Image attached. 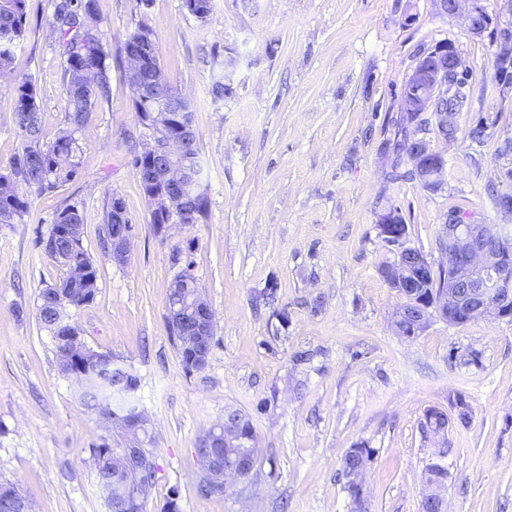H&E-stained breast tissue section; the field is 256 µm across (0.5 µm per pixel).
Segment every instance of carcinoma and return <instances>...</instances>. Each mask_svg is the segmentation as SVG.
Wrapping results in <instances>:
<instances>
[{"mask_svg":"<svg viewBox=\"0 0 512 512\" xmlns=\"http://www.w3.org/2000/svg\"><path fill=\"white\" fill-rule=\"evenodd\" d=\"M27 0H0V73L11 70L14 47L23 38L26 24ZM95 12V0H57L52 26L58 34L61 50L63 79L67 112L66 128L52 142L43 140L41 117L36 103L35 89L30 79L21 77L14 83V121L22 141L21 151L15 156L10 172L0 173V224H22L29 213V194L34 191L53 190L74 180L79 174L81 145L78 134L90 120L93 108L108 97L110 90V67L106 60L108 50L98 32L86 23ZM127 51H139L141 63L139 75L159 79V94L150 98H137L134 111L137 121L142 122L147 112H187L186 102L175 104L162 99V95H173L175 90L162 79L160 46L156 33L141 29L126 35ZM496 64L503 80H512V46L500 44L496 53ZM421 127L416 113L402 116L397 139L392 144L396 154L409 150L415 139L411 126ZM176 165L188 169L193 179H200L199 147L197 137H192L187 156L176 161ZM166 199L163 196L151 200L150 223L161 231L164 224H199L207 211V199L200 198L189 211L165 214ZM85 213L75 205L58 210L48 233L39 236L38 245L54 242L58 246L49 257L65 267L67 275L59 282L44 288L39 294L38 319L43 328L59 335L53 324L54 299L64 300L79 308L93 300L97 289L95 261L82 245ZM112 206H107L103 215L104 255L112 256ZM57 366L61 374L71 376L83 374L94 378L111 370L114 355L88 348L83 343L70 345L68 339L55 343ZM83 404L95 414L109 413L122 417L126 407L112 401L110 395L91 384L80 394ZM449 404L457 422L466 425L472 416V408L460 393L449 398ZM238 417L239 446L224 449L234 458L247 451L257 458L253 426L241 412ZM448 425V413L440 409H429L420 422V429L437 430ZM90 457L96 467L99 483H117L113 470L112 442L106 438L89 448ZM373 457L372 450L364 445L349 449L342 458V472L346 489L355 512H362L363 500L358 490L357 472L367 468ZM129 486L137 491L133 509L145 512V500L154 484L155 461L149 460L139 470L126 476ZM423 481L427 484L447 486L448 466L432 462L423 468Z\"/></svg>","mask_w":512,"mask_h":512,"instance_id":"cac0c4a2","label":"carcinoma"}]
</instances>
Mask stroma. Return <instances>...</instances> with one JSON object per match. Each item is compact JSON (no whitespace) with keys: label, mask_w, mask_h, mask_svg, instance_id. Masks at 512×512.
Returning <instances> with one entry per match:
<instances>
[{"label":"stroma","mask_w":512,"mask_h":512,"mask_svg":"<svg viewBox=\"0 0 512 512\" xmlns=\"http://www.w3.org/2000/svg\"><path fill=\"white\" fill-rule=\"evenodd\" d=\"M490 21L473 34L440 0H211L200 20L182 0H96L93 20L109 53L111 91L79 134L80 176L33 193L24 223L0 224V481L16 484L31 512H109L88 448L116 430L82 404L56 366L55 342L37 318L41 289L65 269L37 245L57 212H85L82 243L96 261L93 301L68 309L81 340L131 364L149 418L156 480L147 512L176 496L179 512H351L341 460L374 455L366 512H420L432 447L420 430L430 408L463 393L468 425L448 434L449 512H512V322L451 325L432 319L414 338L396 335V291L380 274L396 255L380 214L398 209L408 246L441 263L449 215L499 224L491 196L512 167V91L495 64L512 33V0H480ZM53 0H27L13 70L36 88L45 141L65 125ZM153 29L168 83L194 112L207 216L155 232L133 159L144 148L125 79L128 32ZM452 45L463 65V132L443 152L436 190L391 180L407 164L388 149L418 64ZM230 77L232 94L213 87ZM14 82L0 77V173L21 149ZM484 125L482 140L468 132ZM120 198L135 231L126 262L100 249L103 213ZM189 269L215 315L207 367L187 373L166 326L177 272ZM274 288L271 305L256 304ZM477 354L452 364V354ZM249 417L253 471L220 495L198 491L197 442L225 409Z\"/></svg>","instance_id":"35a3bbf8"}]
</instances>
